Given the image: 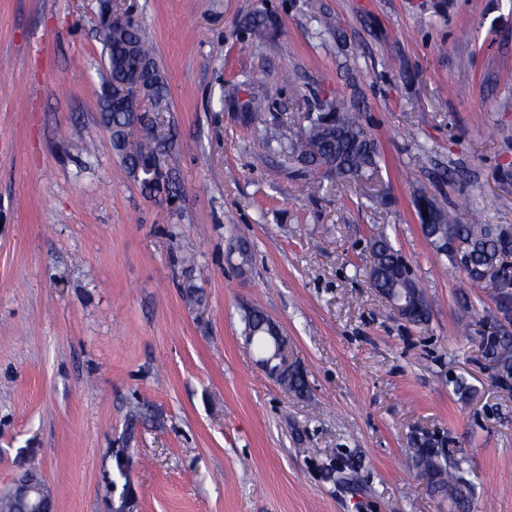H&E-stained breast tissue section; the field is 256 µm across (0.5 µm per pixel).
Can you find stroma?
I'll return each instance as SVG.
<instances>
[{"label":"stroma","mask_w":512,"mask_h":512,"mask_svg":"<svg viewBox=\"0 0 512 512\" xmlns=\"http://www.w3.org/2000/svg\"><path fill=\"white\" fill-rule=\"evenodd\" d=\"M127 4L169 88L146 110L173 141L171 194L136 182L99 122L97 0H0V492L34 469L54 512H448L415 476L423 429L464 459L470 512H512V394L460 330L494 300L416 207L512 225V0ZM256 10L276 19L260 38ZM258 85L276 106L247 126L220 99ZM333 95L382 160L313 193L257 142ZM381 232L425 325L370 286ZM254 304L303 395L246 343ZM261 367L268 372L272 377L277 380V376H280L282 372H302L300 368L288 360V348L287 344L283 343V345L276 351L274 358L269 361H259ZM277 363L276 369H271V365ZM281 384L289 391L297 394H301L306 391L308 386L307 382L303 376L297 373L288 374V377H285Z\"/></svg>","instance_id":"1"}]
</instances>
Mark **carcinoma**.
<instances>
[{"mask_svg":"<svg viewBox=\"0 0 512 512\" xmlns=\"http://www.w3.org/2000/svg\"><path fill=\"white\" fill-rule=\"evenodd\" d=\"M99 39L102 52H112L110 76L114 83L125 81L131 60L152 64V95L156 103H161L167 96V84L139 26L130 22L102 26ZM273 104L274 98L266 88L250 90L244 98L234 93L223 100V105L237 112L241 122L248 126L260 121L264 111ZM138 106L137 99L131 97L122 109L100 113V120L106 129L112 131L113 148L128 173L140 180L146 189L158 191L160 183L151 181L149 169L166 166L170 149L151 136L138 137L131 130ZM327 111L334 113L335 118L326 120L317 112H298L289 120V125L296 129L295 137L272 134L259 142L262 150L286 158L295 167V172L310 180L312 188L317 191L322 189L324 179L343 185L371 176L381 161L377 142L363 125L360 113L351 110L338 96L331 97ZM418 215L423 234L436 252L446 257L451 265H456L454 256L441 250L437 240L446 237L457 239L470 257V284L482 290L488 288V283L482 280L481 269L489 263L503 264L509 257L501 225L484 224L476 213L471 223L461 224L445 203L431 196L424 198ZM370 256L368 277L373 285L384 294L393 290H409L412 305L408 321L416 326L426 324L429 309L423 289L415 276H410L408 281L403 278L401 264L404 256L401 250L381 233L372 240ZM483 320L490 323L495 332L479 339L481 358L492 365L498 381L512 384V290L499 297L496 310L483 316ZM243 321V332L249 344L259 352L260 358L269 357L272 352L269 340L272 320L263 310L251 307L245 311ZM413 466L431 474L429 488L432 493L448 499L450 512L465 504L470 490L459 464L448 469L445 449L425 439L415 442Z\"/></svg>","mask_w":512,"mask_h":512,"instance_id":"1","label":"carcinoma"}]
</instances>
